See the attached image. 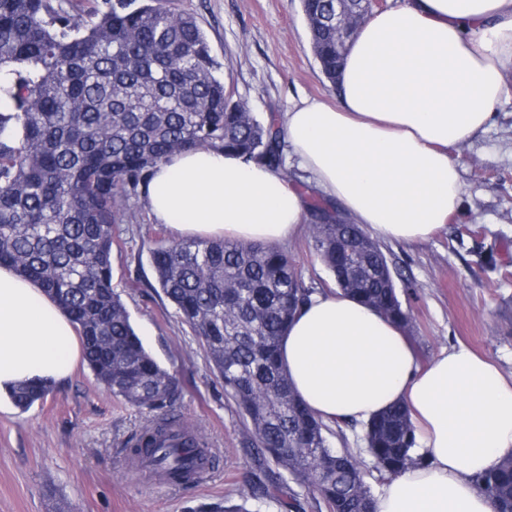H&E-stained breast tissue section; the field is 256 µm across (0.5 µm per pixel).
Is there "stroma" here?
Segmentation results:
<instances>
[{
    "mask_svg": "<svg viewBox=\"0 0 512 512\" xmlns=\"http://www.w3.org/2000/svg\"><path fill=\"white\" fill-rule=\"evenodd\" d=\"M191 14L219 62L218 77L261 121L282 119L301 97L334 100L313 55L300 0H165ZM462 201L427 241H381L400 298L413 318L422 361L465 343L512 375V82L493 125L460 150ZM123 245L112 250L113 286L145 346L183 384L181 412L207 437L219 462L192 487L132 473L126 441L146 419L115 399L85 363L28 411L0 405V512H185L220 502L252 479L245 426L190 329L149 289L156 222L144 200L120 214ZM306 285H336L308 230L283 242ZM140 289H132V282Z\"/></svg>",
    "mask_w": 512,
    "mask_h": 512,
    "instance_id": "obj_1",
    "label": "stroma"
}]
</instances>
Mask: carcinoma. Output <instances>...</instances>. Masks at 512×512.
<instances>
[{"mask_svg": "<svg viewBox=\"0 0 512 512\" xmlns=\"http://www.w3.org/2000/svg\"><path fill=\"white\" fill-rule=\"evenodd\" d=\"M314 56L336 83L345 49L336 45V0H301ZM195 18L162 0H106L83 19L52 0H0V265L37 283L67 313L83 340V359L112 396L152 420L127 442L129 458L182 486L215 458L202 432L176 413L179 380L145 348L113 288L112 248L122 243L118 215L172 155L207 148L246 162L282 165L275 122L226 93ZM328 201L314 204V248L339 290L404 324L410 311L390 262L358 224H338ZM155 283L204 351L243 419L255 479L224 512L274 504L281 471L312 489L328 512H374V493L349 448L330 446L331 425L295 394L280 339L314 289L275 245L224 238L160 241ZM51 386L20 384L25 411ZM377 481L421 466L408 411L395 405L363 423ZM496 512H512V458L474 479Z\"/></svg>", "mask_w": 512, "mask_h": 512, "instance_id": "obj_1", "label": "carcinoma"}]
</instances>
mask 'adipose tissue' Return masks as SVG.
<instances>
[{
  "instance_id": "adipose-tissue-1",
  "label": "adipose tissue",
  "mask_w": 512,
  "mask_h": 512,
  "mask_svg": "<svg viewBox=\"0 0 512 512\" xmlns=\"http://www.w3.org/2000/svg\"><path fill=\"white\" fill-rule=\"evenodd\" d=\"M512 75V0H403L362 22L336 100L304 97L283 137L313 187L383 239H428L461 202L458 151L485 132ZM178 238L276 244L309 217L304 195L263 163L193 149L145 188ZM294 392L326 420L407 406L426 465L382 486L375 512H494L473 482L512 457V376L465 344L420 362L404 330L351 296H313L280 342ZM81 357L71 319L0 266V397L59 382Z\"/></svg>"
}]
</instances>
